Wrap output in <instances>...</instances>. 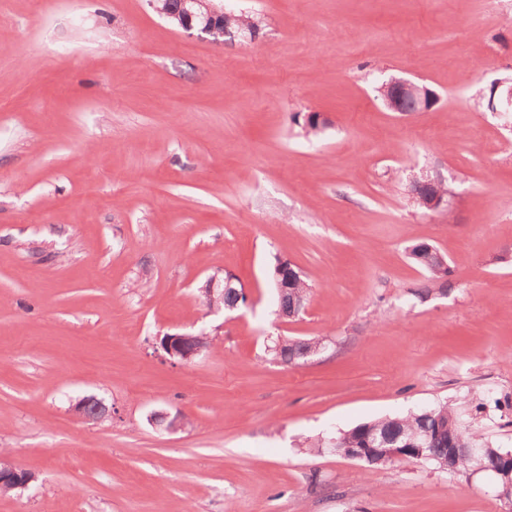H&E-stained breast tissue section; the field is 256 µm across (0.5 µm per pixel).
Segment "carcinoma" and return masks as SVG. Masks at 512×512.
<instances>
[{"mask_svg": "<svg viewBox=\"0 0 512 512\" xmlns=\"http://www.w3.org/2000/svg\"><path fill=\"white\" fill-rule=\"evenodd\" d=\"M247 26L259 29V21L254 16L246 14L243 19L224 21L222 31L224 35L234 36L240 27ZM437 248L424 241L414 243L408 247V258L418 268L426 273V283L412 289V295L424 299L434 291L442 288L448 282L451 274L450 267H446L436 256ZM311 284L306 278H301L294 287L281 292H275L276 312L278 316L295 315L309 300ZM204 304L212 308L229 309L237 304H244L232 289L224 290L223 296L211 299L203 297ZM325 340L322 338H289L280 337L269 347L270 354L284 364H296L310 355V351L323 348ZM468 399L450 404L439 402L428 408L417 411H407L394 415L362 422L347 430H339L329 438L328 447L340 457H346L350 449L362 447L365 437L375 436L380 440L407 443L414 442L415 448L404 452L401 457L376 456L369 465L385 466L401 464L405 461L426 462L434 469L446 472L450 476L465 477L485 472L489 474L496 486L505 482L512 484V470H501L503 458L512 457V445L495 444L486 440L482 435L473 431L464 422L463 406ZM453 427L455 439L469 448L480 449V454L473 456L469 453H454L448 448V435L436 434L437 429Z\"/></svg>", "mask_w": 512, "mask_h": 512, "instance_id": "1", "label": "carcinoma"}]
</instances>
